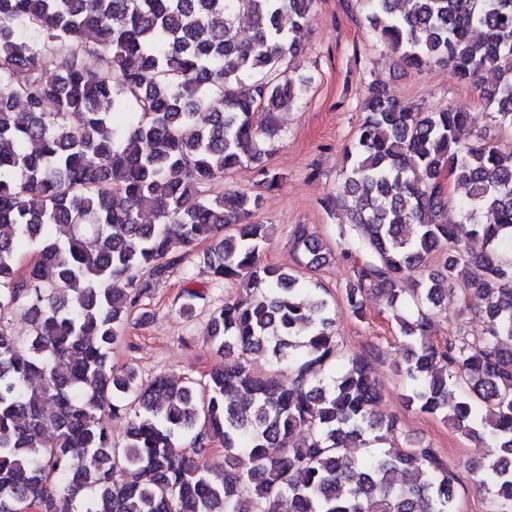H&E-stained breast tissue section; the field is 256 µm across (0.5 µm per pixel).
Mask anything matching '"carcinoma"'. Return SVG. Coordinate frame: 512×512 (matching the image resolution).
I'll use <instances>...</instances> for the list:
<instances>
[{
  "label": "carcinoma",
  "instance_id": "cac0c4a2",
  "mask_svg": "<svg viewBox=\"0 0 512 512\" xmlns=\"http://www.w3.org/2000/svg\"><path fill=\"white\" fill-rule=\"evenodd\" d=\"M314 2L0 0V314L30 323H0V512H460L432 448L386 445L397 418L377 414L370 362L345 354L328 301L264 261L273 225L252 221L258 200L202 196L247 167L277 185L263 127L305 92L288 57ZM360 4L406 68L448 65L464 84L494 74L482 98L512 127V0ZM59 54L96 64L59 72ZM363 112L344 194L324 201L358 203L340 246L345 307L362 319L366 295L387 296L407 406L498 449L473 473L488 512H512V148L463 142L467 113L375 87ZM117 113L131 119L113 132ZM445 176L468 187L453 223ZM20 237L36 248L22 274ZM202 242L214 279L248 287L212 316L224 363L202 382L112 366L140 297ZM293 243L308 268L336 259L302 225ZM450 294L481 335L431 340ZM256 353L288 378L256 375ZM105 412L128 416L120 445Z\"/></svg>",
  "mask_w": 512,
  "mask_h": 512
}]
</instances>
